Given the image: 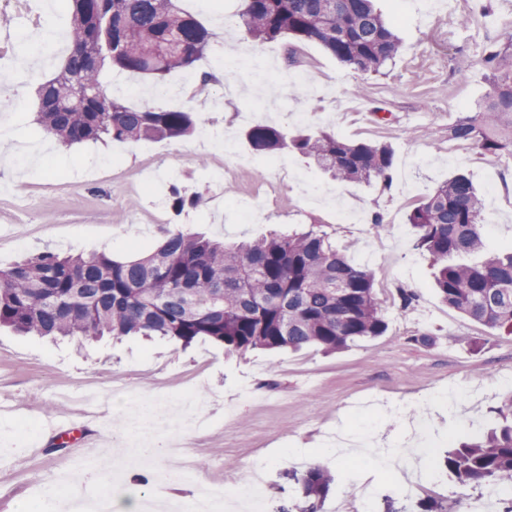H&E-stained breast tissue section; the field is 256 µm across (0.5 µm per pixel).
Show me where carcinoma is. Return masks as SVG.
Listing matches in <instances>:
<instances>
[{
	"mask_svg": "<svg viewBox=\"0 0 512 512\" xmlns=\"http://www.w3.org/2000/svg\"><path fill=\"white\" fill-rule=\"evenodd\" d=\"M71 14L60 72L37 89L36 122L59 142H137L184 138L196 129L190 109L126 105L104 90L107 68L164 78L200 59L213 37L179 0H65ZM233 24L254 42H316L341 63L378 72L401 51L375 0H242ZM512 37L482 58L489 90L479 111L448 127V140L486 157L512 153ZM259 153L309 157L341 182L392 183L386 145L352 144L325 130L293 133L257 123L244 133ZM166 201L177 215L200 199L173 183ZM481 201L459 173L407 216L416 247L436 269L449 307L512 334V250L489 253ZM23 336H168L188 345L208 338L229 352L317 346L335 352L387 328L371 270L350 264L327 234L271 233L226 246L177 228L152 253L118 261L104 254L44 251L0 268V327ZM495 412L502 423L448 449V474L463 483L512 492V395ZM303 512H318L331 476L313 467L301 478Z\"/></svg>",
	"mask_w": 512,
	"mask_h": 512,
	"instance_id": "carcinoma-1",
	"label": "carcinoma"
}]
</instances>
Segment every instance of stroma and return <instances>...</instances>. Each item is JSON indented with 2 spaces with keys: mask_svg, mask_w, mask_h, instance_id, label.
Returning a JSON list of instances; mask_svg holds the SVG:
<instances>
[{
  "mask_svg": "<svg viewBox=\"0 0 512 512\" xmlns=\"http://www.w3.org/2000/svg\"><path fill=\"white\" fill-rule=\"evenodd\" d=\"M425 0H378L386 18L396 23L400 54L381 73L362 72L340 63L318 43L297 46L296 64H288L287 44H250L252 60L274 53L280 68L313 76L311 92L295 96L276 77H267L260 97L241 99L225 93L223 82L207 85L204 96L185 94L181 105L199 107L212 129L234 125L241 153L252 164L225 168L222 153L200 138L148 144H118V157H102L101 143L76 144L52 152L37 141L36 88L56 76L59 67H43L16 82L19 37L36 40L44 21V0H0V123L16 126L22 139L0 149V268L51 250L68 254H106L112 258L144 256L161 241L163 224L190 234L231 244L254 240L270 231L326 232L355 264H367L374 288L383 299L384 335L366 338L326 353L314 346L300 351L256 349L225 352L223 345L197 340L190 347L166 337L109 336L78 345L22 337L0 329V467L9 469L5 497L10 512L28 506L43 512L54 474L71 463L69 450L49 452V423L65 419L87 405L97 417L87 433L99 451L102 470L114 477L91 486V493L139 495L138 485L123 479L125 461L113 454L111 434L120 415L119 391L166 403L184 391L206 402L207 421L182 434L168 427L158 444L181 441L193 448L202 477L232 473L243 485L245 462H267L266 512H295L303 503L299 474L311 466L328 469L333 482L325 507L355 501L354 482L369 473L379 487L376 512H454L461 494H477L476 484L449 476L445 458L449 438L463 439L494 426L493 412L512 393V334L489 328L443 303L433 285L429 254L415 245L407 214L420 198L458 173L467 174L483 200L484 242L489 251L512 248V155L500 161L483 158L479 149L448 139V127L474 114L488 82L483 55L504 48L512 33V7L504 0H441L426 12ZM213 34L205 57L189 70L167 75L170 88L187 77L216 70L224 56L220 17L232 16L241 0H181ZM254 108L256 121L294 128L323 129L351 141L387 144L394 172L409 171V181L342 184L312 160L293 154L294 170L310 174L319 186L346 196L365 217L343 224L328 208L302 204L289 178L272 170L276 158L251 151L238 116ZM39 158L38 179L18 182L19 160ZM173 167L177 184L200 196V209L174 215L156 210L144 189L146 172ZM263 169L273 185L261 196L265 218L242 223L239 199L256 188L255 170ZM384 219L375 227L374 215ZM415 301L401 308L399 289ZM426 421L432 431L427 468L432 484L402 499L377 458L336 460L321 441L336 422L376 433L398 448L411 424ZM39 426L31 442L38 458L12 454L15 422ZM293 448L318 452V460L289 457Z\"/></svg>",
  "mask_w": 512,
  "mask_h": 512,
  "instance_id": "1",
  "label": "stroma"
}]
</instances>
